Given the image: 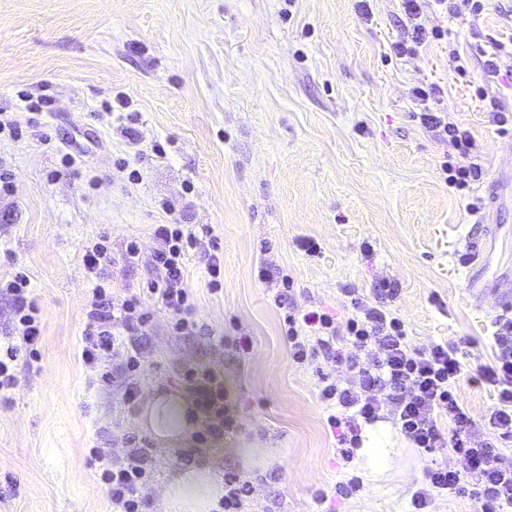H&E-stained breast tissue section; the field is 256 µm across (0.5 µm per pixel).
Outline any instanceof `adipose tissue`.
Here are the masks:
<instances>
[{"mask_svg": "<svg viewBox=\"0 0 512 512\" xmlns=\"http://www.w3.org/2000/svg\"><path fill=\"white\" fill-rule=\"evenodd\" d=\"M140 425L159 447L185 446L199 426V417L191 400L166 391L149 396L140 413ZM396 450L386 424L365 426L356 462L365 483L374 485L384 480L392 467ZM218 462L191 468H177L164 497L169 512H215L224 495L217 476Z\"/></svg>", "mask_w": 512, "mask_h": 512, "instance_id": "obj_1", "label": "adipose tissue"}]
</instances>
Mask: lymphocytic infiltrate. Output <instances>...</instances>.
Returning <instances> with one entry per match:
<instances>
[{
    "label": "lymphocytic infiltrate",
    "instance_id": "f902f5d3",
    "mask_svg": "<svg viewBox=\"0 0 512 512\" xmlns=\"http://www.w3.org/2000/svg\"><path fill=\"white\" fill-rule=\"evenodd\" d=\"M401 2L407 24L392 46L399 58L417 55L428 44L447 39V29L427 24L426 12L465 20L479 17L485 9V0ZM505 50V45L492 43L477 89L480 98L489 99L491 121L502 132L512 127V110L504 108L498 98L490 97L489 90L499 81L501 70L497 57ZM409 94L420 107L421 125L452 143L458 152L455 159L442 165L449 186L462 191L479 181L483 169L477 161L475 140L467 129L449 121L441 105L442 88L421 84L412 87ZM154 236L155 277L148 281L145 293L129 292L119 302L114 300L111 289L99 282L104 267L117 259L105 242L86 248L83 266L96 281L83 332L82 358L86 364L98 365L104 355L122 346L124 335L136 336L148 327L149 317L142 302L146 294L171 313L174 334L192 332L194 304L184 283V258L188 250L201 247L202 241L178 224L157 225ZM258 278L274 287V303L286 311V338L293 361L302 364L320 352L328 362L347 367L350 372L343 380L322 376L319 390L323 403L347 413L346 419L333 421L340 429L343 460H353L361 444L362 424L376 421L385 411L412 447L428 454L448 448L465 462L461 471L440 464L426 468L411 497L413 512H432L437 500L462 497L473 499L481 512H512V465L501 463L497 451L499 444L512 443V315L498 316L493 335L494 362L479 372L480 383L497 393L496 406L479 425L456 393L462 363L455 348L436 342L425 347L412 345L400 318L357 295L351 296L347 306L349 315L343 321L323 310L289 311L292 291L289 277L263 267L258 271ZM28 285L27 278L20 273L5 283L15 304V324L21 342L7 347L0 356L1 390L13 385L19 354L33 353L41 334L38 309L27 296ZM341 339L355 348V355L345 354L338 347ZM184 380L210 419L207 435L222 438V380L212 371L194 369L185 372ZM103 478L110 486L113 512H144L143 488L148 475L140 451L130 452L123 463L105 470Z\"/></svg>",
    "mask_w": 512,
    "mask_h": 512
}]
</instances>
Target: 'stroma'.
Here are the masks:
<instances>
[{"label": "stroma", "instance_id": "1", "mask_svg": "<svg viewBox=\"0 0 512 512\" xmlns=\"http://www.w3.org/2000/svg\"><path fill=\"white\" fill-rule=\"evenodd\" d=\"M371 7L366 19L354 0H0V116L25 123V92L56 99L42 116L51 142L0 134V164L13 175L12 195L0 198V278L26 273L42 326L37 360H18L13 388L0 393V512H112L93 453L120 461L135 444L149 473L145 512H165L176 463L212 455L221 472L250 481L244 512H408L427 465L463 469L453 452L430 456L401 438L385 481L347 490L357 471L343 464L319 398L324 361H292L284 312L257 278L262 262L277 264L294 280L295 309L331 312L346 292L371 299L396 282L387 307L409 341L458 347L457 391L471 417L482 421L496 404L472 378L493 360L497 312L476 309L460 257L480 244L481 286L512 284V193L491 196L512 134L498 132L476 93L487 36L512 41V0H493L474 25L430 15L447 41L403 59L391 55L407 22L400 0ZM452 48L467 55L466 76L449 74ZM432 82L478 147L484 176L466 197L440 170L451 144L421 127L409 96ZM119 96L126 109L103 114ZM128 112L135 146L118 132ZM66 153L75 168L62 165ZM121 161L141 170L140 184L128 183ZM472 196L494 202L490 232L469 211ZM159 224L186 225L224 260L214 292L203 251L185 259L191 334L174 335L170 312L143 301L141 398L188 393L191 368L224 381L223 438L195 437L186 450L159 448L139 426L138 409L120 399L124 367L104 390L81 359L93 287L85 248L104 234L118 258L139 242L138 262L103 272L120 299L153 277ZM304 238L316 255L300 249ZM244 448L272 455L251 468Z\"/></svg>", "mask_w": 512, "mask_h": 512}]
</instances>
